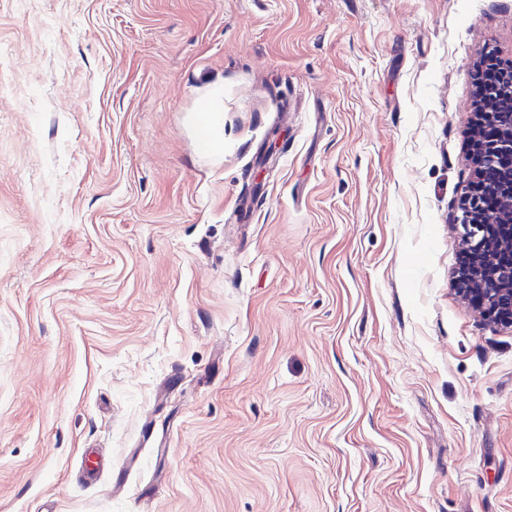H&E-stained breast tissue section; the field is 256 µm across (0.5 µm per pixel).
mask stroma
I'll return each mask as SVG.
<instances>
[{
  "label": "stroma",
  "mask_w": 512,
  "mask_h": 512,
  "mask_svg": "<svg viewBox=\"0 0 512 512\" xmlns=\"http://www.w3.org/2000/svg\"><path fill=\"white\" fill-rule=\"evenodd\" d=\"M0 47V512H512V326L454 289L512 0H0ZM106 458L107 453L102 448L92 449L82 462V468L79 471L81 480L85 482L98 480L103 472Z\"/></svg>",
  "instance_id": "35a3bbf8"
}]
</instances>
